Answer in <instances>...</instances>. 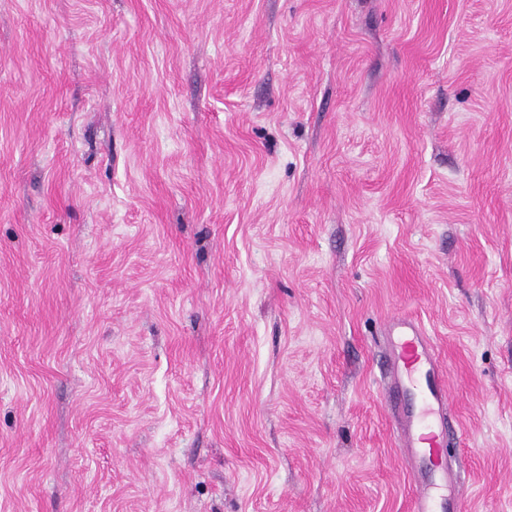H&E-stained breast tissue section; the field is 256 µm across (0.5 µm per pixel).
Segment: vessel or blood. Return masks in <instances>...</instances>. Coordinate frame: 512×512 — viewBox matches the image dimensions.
Segmentation results:
<instances>
[{"label":"vessel or blood","mask_w":512,"mask_h":512,"mask_svg":"<svg viewBox=\"0 0 512 512\" xmlns=\"http://www.w3.org/2000/svg\"><path fill=\"white\" fill-rule=\"evenodd\" d=\"M392 344L388 362L389 397L400 443L413 476L412 512H435L438 499L448 512H462V496L451 482L443 460L445 448L459 437L448 426L450 396L446 376L427 336L404 320L387 329ZM419 397L417 407L405 401Z\"/></svg>","instance_id":"b4317fda"}]
</instances>
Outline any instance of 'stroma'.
<instances>
[{
	"mask_svg": "<svg viewBox=\"0 0 512 512\" xmlns=\"http://www.w3.org/2000/svg\"><path fill=\"white\" fill-rule=\"evenodd\" d=\"M394 316L512 512V0H0V512H411Z\"/></svg>",
	"mask_w": 512,
	"mask_h": 512,
	"instance_id": "stroma-1",
	"label": "stroma"
}]
</instances>
